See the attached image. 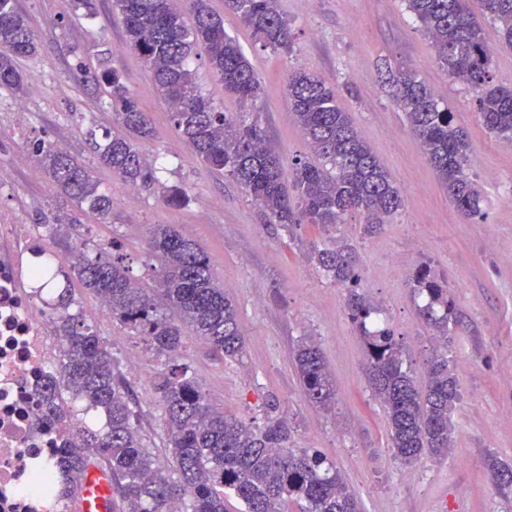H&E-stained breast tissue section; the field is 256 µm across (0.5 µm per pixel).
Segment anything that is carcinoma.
<instances>
[{"instance_id": "carcinoma-1", "label": "carcinoma", "mask_w": 512, "mask_h": 512, "mask_svg": "<svg viewBox=\"0 0 512 512\" xmlns=\"http://www.w3.org/2000/svg\"><path fill=\"white\" fill-rule=\"evenodd\" d=\"M421 31L430 39L436 64L450 78L476 94L477 112L492 134L512 140V88L495 82L490 50L469 0H405ZM125 27V45L152 73L166 102L172 128L195 162L220 176L228 175L261 208L266 224L330 227L348 216L363 217L361 233L372 237L403 207L390 174L336 103L335 91L302 69L288 73V106L313 163L295 157L283 180V158L266 146L265 132L243 113L224 112L199 86L190 59L203 49L206 63L224 91L257 106L261 82L237 40L208 0H112ZM251 31L256 46L274 53L294 52L291 23L278 0H225ZM484 15L498 24L501 40L512 47V0H482ZM39 43L15 0H0V88L27 93L17 69L20 57H35ZM92 80L103 84L112 106V131L97 137L89 128L100 165L121 181L146 187L156 181L137 143L153 133L151 118L129 93L118 72L101 61ZM395 101L420 141L438 179L467 220L482 214L481 194L469 175V142L453 125L451 112L412 69L389 78ZM35 160L53 185L80 210L109 223L114 200L98 190L91 172L76 157L42 140ZM150 281H135L117 240L112 249L81 255L57 289L54 330L62 362L49 377L41 411L50 420L68 417V398L80 399L105 417L99 428L72 422L79 437L64 449L61 467L84 475L90 468L111 482L118 512H230L227 495L240 502L239 512H285L293 502L299 512H359L355 494L335 465L318 451L294 448L287 419L270 416L254 426L214 409L189 367L181 362L187 332L204 338L212 352L237 361L245 352L237 308L224 294L206 253L172 224H152L147 232ZM311 259L332 282L347 290L346 309L366 348V375L372 394L389 420L394 458L409 465L427 452L445 458L452 447L450 417L459 401L448 359L431 354L423 363L426 382L418 379L402 342L380 320L358 291L360 275L353 245L314 248ZM75 278L104 300L112 318L164 358L155 389L166 426L169 465L147 448L137 429L130 389L115 372L112 352L102 336L73 311L68 287ZM411 293L421 299L417 315L433 338L448 347V325L458 322L448 284L420 264L409 278ZM296 372L309 400L326 406L332 392L319 349L298 344Z\"/></svg>"}]
</instances>
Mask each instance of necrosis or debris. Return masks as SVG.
Instances as JSON below:
<instances>
[{
  "label": "necrosis or debris",
  "mask_w": 512,
  "mask_h": 512,
  "mask_svg": "<svg viewBox=\"0 0 512 512\" xmlns=\"http://www.w3.org/2000/svg\"><path fill=\"white\" fill-rule=\"evenodd\" d=\"M45 233L0 209V512H83L69 491L81 476L35 483L60 448L79 444L67 426L39 417L40 392L59 361L52 291L33 277Z\"/></svg>",
  "instance_id": "4bbe7bcc"
}]
</instances>
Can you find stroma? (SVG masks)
Segmentation results:
<instances>
[{
    "mask_svg": "<svg viewBox=\"0 0 512 512\" xmlns=\"http://www.w3.org/2000/svg\"><path fill=\"white\" fill-rule=\"evenodd\" d=\"M209 2L262 83L258 119L269 146L287 160L306 153L285 83L297 68L316 74L334 86L338 105L401 187L404 207L370 238L361 235L357 217L328 229L263 223L235 181L192 160L150 71L125 47L112 0H94L92 18L78 15L73 0H16L41 51L17 62L28 87L24 98L0 89V159L13 162L32 140L49 139L92 170L100 191L124 193L126 184L99 165L87 137L90 126L112 127L101 90L88 78L104 59L150 113L153 134L138 147L161 163L158 183L136 189L130 204L114 205L110 223L79 213L78 223L51 233L42 249L67 271L75 256L116 239L133 276L144 281L150 225H175L203 247L237 306L246 338L245 355L233 362L215 356L199 337L187 341L184 360L213 407L255 426L278 412L291 427L294 447L321 452L341 472L361 512H512V485L497 483L488 469L493 458L512 466V142L482 125L474 92L435 63L430 41L404 0H279L295 33L289 55L255 48L249 31L225 11L224 0ZM406 68L418 72L466 131L484 220L459 215L396 105L388 79ZM13 183L0 194V205L22 223H44L62 206L45 175L34 178L27 167L15 166ZM169 186L183 188L187 201L167 204L163 190ZM337 240L353 245L360 292L403 342L414 366H422L433 340L416 314L409 277L425 262L447 282L460 318L448 332L459 402L447 458L425 454L409 466L394 458L385 410L367 383L363 341L347 315V291L310 260L314 247ZM96 329L118 372L125 373L129 355L139 356L141 374L127 378L139 405L138 426L148 448L166 457L154 387L161 358L111 315ZM305 339L318 346L326 364L333 391L326 408L308 400L295 372L294 349Z\"/></svg>",
    "mask_w": 512,
    "mask_h": 512,
    "instance_id": "1",
    "label": "stroma"
}]
</instances>
